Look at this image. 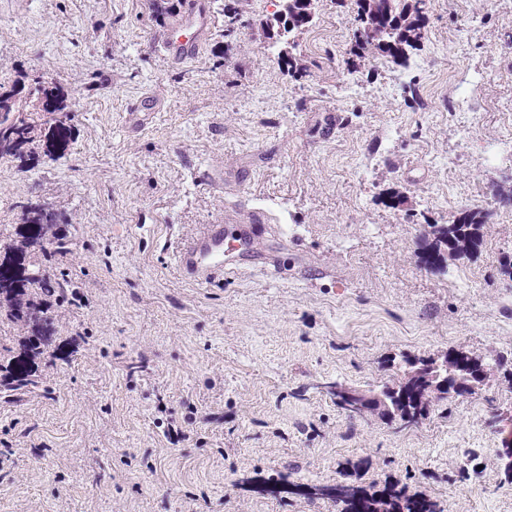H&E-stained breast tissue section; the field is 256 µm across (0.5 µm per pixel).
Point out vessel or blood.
Returning <instances> with one entry per match:
<instances>
[{
	"label": "vessel or blood",
	"instance_id": "b4317fda",
	"mask_svg": "<svg viewBox=\"0 0 512 512\" xmlns=\"http://www.w3.org/2000/svg\"><path fill=\"white\" fill-rule=\"evenodd\" d=\"M208 30L209 23L199 0H189L177 29L160 34L157 41L170 60L186 61L198 55ZM252 245L250 232H241L230 240L223 225L207 224L182 242L176 254V264L188 281L205 286L236 273L244 263L259 261Z\"/></svg>",
	"mask_w": 512,
	"mask_h": 512
}]
</instances>
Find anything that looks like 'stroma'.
<instances>
[{"label": "stroma", "instance_id": "1", "mask_svg": "<svg viewBox=\"0 0 512 512\" xmlns=\"http://www.w3.org/2000/svg\"><path fill=\"white\" fill-rule=\"evenodd\" d=\"M204 2L202 49L173 66L154 38L180 16L152 0H0V82L53 76L76 114L64 155L46 137L32 168L0 159V242L15 202L64 211L55 268L77 284L37 388L0 394V512H336L311 488L395 482L445 512H512V166L490 163L512 130V0H431L405 68L349 59L336 0L273 52L281 0H240L231 26ZM476 73L464 137L448 106ZM473 205L481 246L425 265L431 225ZM253 211L287 277L181 276L184 239ZM451 349L505 366L409 430L325 389L376 391L385 360Z\"/></svg>", "mask_w": 512, "mask_h": 512}]
</instances>
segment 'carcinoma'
I'll return each mask as SVG.
<instances>
[{"instance_id": "cac0c4a2", "label": "carcinoma", "mask_w": 512, "mask_h": 512, "mask_svg": "<svg viewBox=\"0 0 512 512\" xmlns=\"http://www.w3.org/2000/svg\"><path fill=\"white\" fill-rule=\"evenodd\" d=\"M315 2L283 0L282 9L274 13L267 23L270 37L280 42L291 33L309 27L315 15ZM428 5L429 0H373L368 7L357 4L353 16L355 44L351 53L375 50L396 65H407V50L424 37ZM25 78L27 93L24 96L17 84H0V104H6V111L17 114L13 123L0 127V158H11L21 168L36 159L35 145L42 126L41 118L28 112L27 100L39 98L45 101L50 106L49 113L56 115L52 140L55 150L60 153L69 147L70 122L74 118V113L68 110V95L56 79L45 74H27ZM14 208L18 210L23 232L20 244L3 246L0 289L16 288L18 292L11 299L0 300V308L26 330L31 328L36 317H41L43 325L37 335L42 336L50 325V307L71 301V282L64 273H48L39 280L22 277L19 255L39 254L43 260L50 261L58 254L67 253L68 242L61 238L55 241L46 239L47 230L65 217L48 204L30 199L15 203ZM485 217V212L470 208L461 211L449 224L433 225V240L425 262L434 265L446 254L460 255L471 251L478 245ZM389 367H394V363H389ZM409 367L417 370L415 376L407 380L398 378L380 388L379 395L389 410L375 407L366 412L359 411L357 415H372L389 422L396 420L405 428L415 426L435 403L475 394L492 370L490 364L461 350H450L439 360L406 357L403 365L394 368L402 373ZM28 384L19 362L0 358V390L13 392ZM334 501L338 512H437L434 502L410 497L405 490L394 487L374 494L355 489L335 496Z\"/></svg>"}]
</instances>
